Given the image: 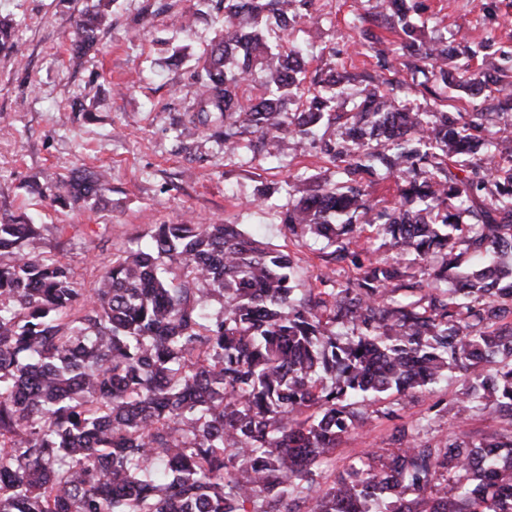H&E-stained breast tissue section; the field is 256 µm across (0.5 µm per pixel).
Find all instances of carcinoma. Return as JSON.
<instances>
[{
    "label": "carcinoma",
    "instance_id": "cac0c4a2",
    "mask_svg": "<svg viewBox=\"0 0 512 512\" xmlns=\"http://www.w3.org/2000/svg\"><path fill=\"white\" fill-rule=\"evenodd\" d=\"M221 24L197 56L194 100L176 131L206 129L230 152L247 135L275 158L314 143L343 186L316 183L280 221L305 227L354 265L341 284L298 288L291 253L235 224H160L112 257L97 286L78 287L59 259L33 251L41 226L0 221V512H512V142L477 136L484 113L412 112L397 80L368 76L358 110L336 112L345 75L307 77L292 23L313 0H201ZM112 0H93L70 42L82 56L109 28ZM400 26L401 51L448 85L446 61L472 95L500 79L471 71L475 50L421 40L414 0H378ZM276 20L270 36L264 22ZM18 53L0 18V51ZM267 77L248 92L258 66ZM301 104L288 108L294 99ZM397 180L401 201L377 216L390 248L433 266L411 280L390 256L362 261L342 236L373 210L369 177ZM107 189L101 174H49L43 196L72 209ZM478 258L459 288H442L459 244ZM408 295L399 299L396 292ZM221 308L211 311V300ZM362 331L338 338L328 323ZM470 372L458 412L496 404L503 430L436 441L397 429V451L373 448L333 479L321 459L354 429L369 395ZM412 491L415 497L407 498Z\"/></svg>",
    "mask_w": 512,
    "mask_h": 512
}]
</instances>
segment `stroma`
I'll use <instances>...</instances> for the list:
<instances>
[{
	"instance_id": "35a3bbf8",
	"label": "stroma",
	"mask_w": 512,
	"mask_h": 512,
	"mask_svg": "<svg viewBox=\"0 0 512 512\" xmlns=\"http://www.w3.org/2000/svg\"><path fill=\"white\" fill-rule=\"evenodd\" d=\"M90 0H0V13L13 18L19 53L0 55V218L42 225L36 249L67 264L79 286L92 289L110 264L136 240L148 239L160 224L187 220L230 222L299 264L301 288L317 287L324 275L347 282L356 273L319 255L326 239L310 232L288 234L279 220L282 205L305 195L314 182H339L338 168L319 144L271 161L242 146L235 157L198 135L179 139L176 124L192 102L194 59L220 27L199 18L183 26L196 0H114L112 26L100 32L96 47L73 59L68 35ZM423 38L460 48L494 45L472 61L512 83V0H421ZM375 0H314L310 17L291 35L308 68L325 71L343 63L355 74L338 101L342 112L356 111L364 96L361 73L375 69L372 49L359 45L352 29L360 23L384 36L387 62L404 82L402 102L422 110L431 98L425 77L400 52L401 31L376 19ZM185 49L181 63L168 62ZM104 170L109 185L102 201L74 211L34 191L44 172L68 177L79 168ZM467 380L453 370L449 382L426 389L382 394L355 432L321 465L323 475L340 472L371 448L393 447L398 427L418 428L422 437L442 439L452 426L479 438L499 431L497 414L485 411L458 419L457 394Z\"/></svg>"
}]
</instances>
